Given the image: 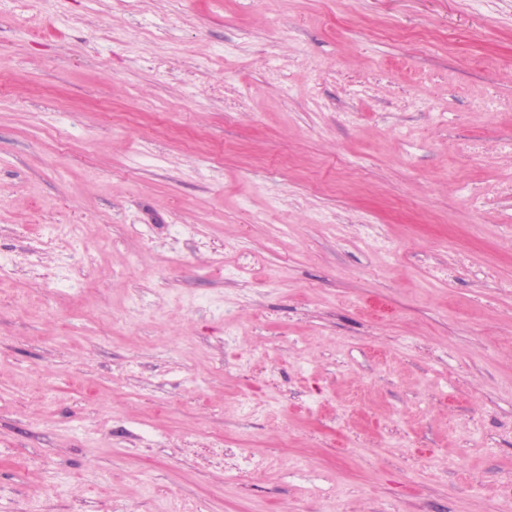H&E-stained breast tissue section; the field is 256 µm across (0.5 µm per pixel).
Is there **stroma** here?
I'll list each match as a JSON object with an SVG mask.
<instances>
[{
	"label": "stroma",
	"instance_id": "35a3bbf8",
	"mask_svg": "<svg viewBox=\"0 0 512 512\" xmlns=\"http://www.w3.org/2000/svg\"><path fill=\"white\" fill-rule=\"evenodd\" d=\"M512 0L0 9V512H512Z\"/></svg>",
	"mask_w": 512,
	"mask_h": 512
}]
</instances>
